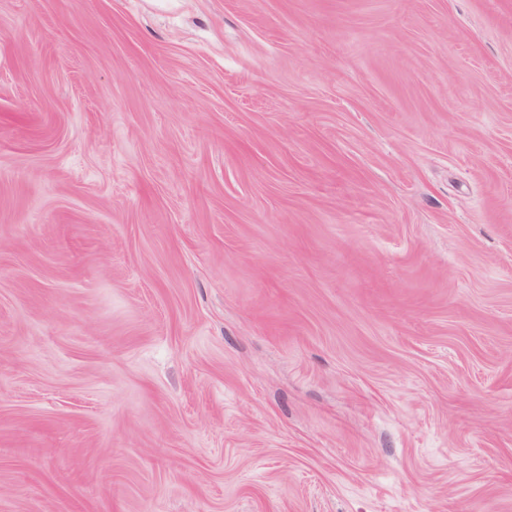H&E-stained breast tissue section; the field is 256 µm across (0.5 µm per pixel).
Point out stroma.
Segmentation results:
<instances>
[{"instance_id":"obj_1","label":"stroma","mask_w":512,"mask_h":512,"mask_svg":"<svg viewBox=\"0 0 512 512\" xmlns=\"http://www.w3.org/2000/svg\"><path fill=\"white\" fill-rule=\"evenodd\" d=\"M0 512H512V0H0Z\"/></svg>"}]
</instances>
